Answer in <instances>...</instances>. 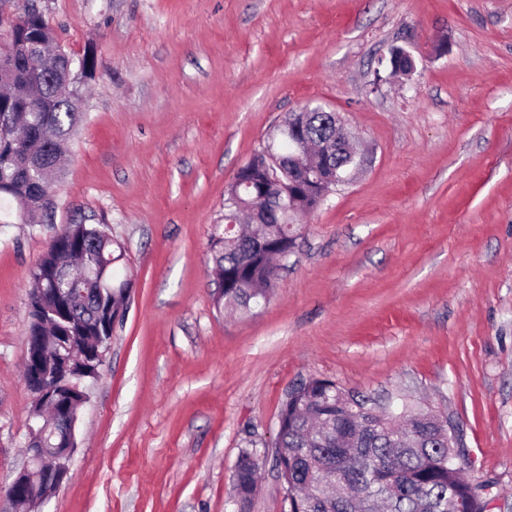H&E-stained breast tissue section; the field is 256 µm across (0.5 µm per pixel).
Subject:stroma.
I'll list each match as a JSON object with an SVG mask.
<instances>
[{
    "label": "stroma",
    "instance_id": "1",
    "mask_svg": "<svg viewBox=\"0 0 512 512\" xmlns=\"http://www.w3.org/2000/svg\"><path fill=\"white\" fill-rule=\"evenodd\" d=\"M94 53L55 221L0 226V487L25 462L29 270L56 230L103 224L133 285L70 478L43 512H236L241 449L268 455L251 512H285L270 458L300 380L457 422L471 476L512 512V0H36ZM411 76L376 83L390 48ZM360 163L280 262L269 301L217 311L227 189L308 102Z\"/></svg>",
    "mask_w": 512,
    "mask_h": 512
}]
</instances>
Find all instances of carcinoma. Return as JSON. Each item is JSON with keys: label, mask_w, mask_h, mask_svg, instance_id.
<instances>
[{"label": "carcinoma", "mask_w": 512, "mask_h": 512, "mask_svg": "<svg viewBox=\"0 0 512 512\" xmlns=\"http://www.w3.org/2000/svg\"><path fill=\"white\" fill-rule=\"evenodd\" d=\"M20 23L0 42V211L37 214L53 223L55 201L48 183L62 174V145L85 119L77 89L92 77L96 57H82V69L66 67L60 50H50L52 29L35 0H17ZM332 126L325 113L312 112L306 125L311 145L303 162L316 161L319 141ZM252 187L227 196L224 223L211 235L210 276L218 310L249 312L267 302L277 277L275 251L295 245L301 225L295 217L312 203L269 212L264 222L225 226L257 204L256 187L277 186L256 169ZM123 247L102 224L65 225L29 270L28 333L34 353L52 352L55 337L97 362L115 322L126 313L132 276L121 265ZM374 399L354 395L336 382L310 377L292 387L282 403L275 458L288 512H487L484 488L462 475L469 462L448 464V437L442 417L403 400L395 417L383 420ZM261 466L253 448L241 449L232 485L243 507H251Z\"/></svg>", "instance_id": "cac0c4a2"}]
</instances>
